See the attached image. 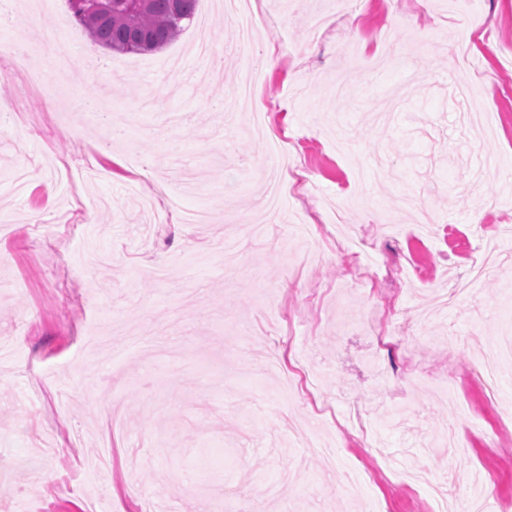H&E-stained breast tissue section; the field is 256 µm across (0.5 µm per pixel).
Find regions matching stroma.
Segmentation results:
<instances>
[{"instance_id":"stroma-1","label":"stroma","mask_w":512,"mask_h":512,"mask_svg":"<svg viewBox=\"0 0 512 512\" xmlns=\"http://www.w3.org/2000/svg\"><path fill=\"white\" fill-rule=\"evenodd\" d=\"M259 2L245 50L198 0L162 50L42 74L60 124L0 125V512H429L475 475L512 512V359L495 403L471 374L512 337V0ZM12 6L20 52L87 39L67 0ZM202 43L205 78L168 76ZM273 56L272 54H268L260 59L259 63L261 67H270L273 65ZM259 66H255L252 62L250 67H246L245 71L241 77V80L236 88V97L238 99H247L251 93V90L255 83L264 79V72L262 68Z\"/></svg>"}]
</instances>
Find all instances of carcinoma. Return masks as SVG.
Instances as JSON below:
<instances>
[{
	"label": "carcinoma",
	"mask_w": 512,
	"mask_h": 512,
	"mask_svg": "<svg viewBox=\"0 0 512 512\" xmlns=\"http://www.w3.org/2000/svg\"><path fill=\"white\" fill-rule=\"evenodd\" d=\"M74 18L98 45L145 53L174 41L193 21L198 0H68Z\"/></svg>",
	"instance_id": "obj_1"
}]
</instances>
